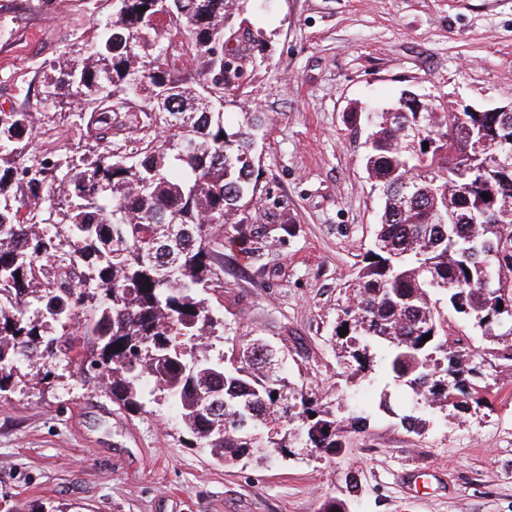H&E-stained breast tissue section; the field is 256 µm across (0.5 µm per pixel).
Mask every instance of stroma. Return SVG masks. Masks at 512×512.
<instances>
[{
	"label": "stroma",
	"instance_id": "stroma-1",
	"mask_svg": "<svg viewBox=\"0 0 512 512\" xmlns=\"http://www.w3.org/2000/svg\"><path fill=\"white\" fill-rule=\"evenodd\" d=\"M112 0H0V112L36 113L33 149L95 151V108L43 102L51 66L75 54ZM255 37L240 79L242 109L262 112L255 147L258 223L273 202L291 229L257 280L225 253L209 292L224 319L225 357L250 340L283 359L296 388L325 406H367L370 424L327 456L305 448L220 463L196 447L166 402L132 412L103 385L57 364L45 382L0 393V499L39 512H512V364L448 317V334L480 358L483 403L427 415L424 429L397 385L347 378L336 356V311L370 249L378 192L364 167L373 111L405 93L484 110L512 104V0H249Z\"/></svg>",
	"mask_w": 512,
	"mask_h": 512
}]
</instances>
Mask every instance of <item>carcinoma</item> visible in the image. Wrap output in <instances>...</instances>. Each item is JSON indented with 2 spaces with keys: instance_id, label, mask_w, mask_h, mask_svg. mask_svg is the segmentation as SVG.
<instances>
[{
  "instance_id": "obj_1",
  "label": "carcinoma",
  "mask_w": 512,
  "mask_h": 512,
  "mask_svg": "<svg viewBox=\"0 0 512 512\" xmlns=\"http://www.w3.org/2000/svg\"><path fill=\"white\" fill-rule=\"evenodd\" d=\"M247 2L116 0L105 32L47 85L53 105L102 106L98 152L79 163L33 155L32 113H0V391L24 359L64 362L130 411L163 398L223 461L255 436L271 456L334 454L365 427L361 413L343 420L290 391L262 344L229 361L210 354L224 325L207 297L224 273L219 248L248 239L262 278L288 235L284 209L254 225L264 118L224 122L253 60L218 37ZM133 100L149 134L119 155L112 130ZM510 138L512 114L414 94L377 113L366 170L382 212L336 321L351 376L390 378L421 409L481 403L479 366L448 343L449 309L512 363V162L487 161L512 151Z\"/></svg>"
}]
</instances>
